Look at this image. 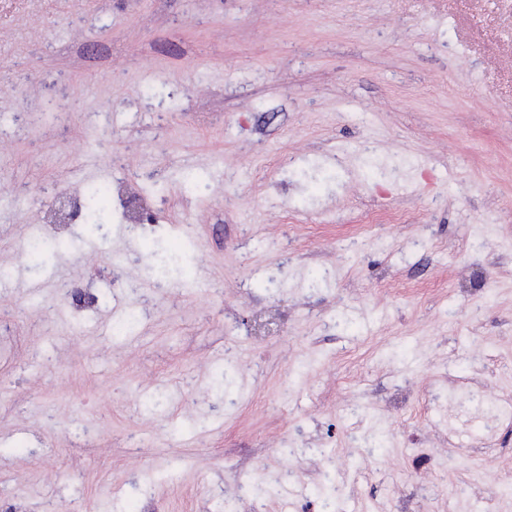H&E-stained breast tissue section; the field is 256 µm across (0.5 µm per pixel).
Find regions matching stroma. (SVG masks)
Returning a JSON list of instances; mask_svg holds the SVG:
<instances>
[{
	"mask_svg": "<svg viewBox=\"0 0 512 512\" xmlns=\"http://www.w3.org/2000/svg\"><path fill=\"white\" fill-rule=\"evenodd\" d=\"M460 391L512 402V0H0V504L512 512ZM106 190L101 186L93 187L86 197L87 224H100L103 218L104 199Z\"/></svg>",
	"mask_w": 512,
	"mask_h": 512,
	"instance_id": "stroma-1",
	"label": "stroma"
}]
</instances>
